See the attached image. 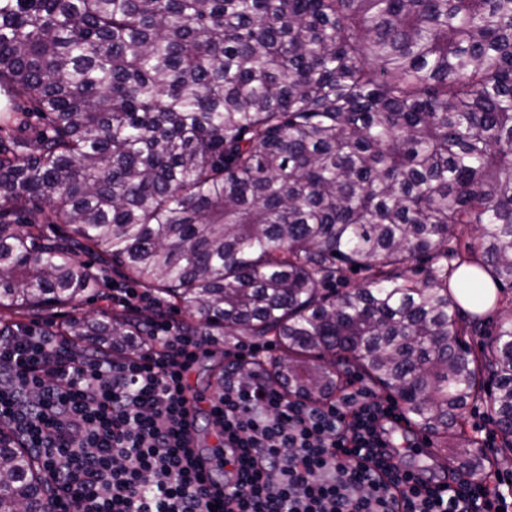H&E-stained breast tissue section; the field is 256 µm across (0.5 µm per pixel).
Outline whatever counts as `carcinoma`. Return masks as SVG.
<instances>
[{"mask_svg": "<svg viewBox=\"0 0 512 512\" xmlns=\"http://www.w3.org/2000/svg\"><path fill=\"white\" fill-rule=\"evenodd\" d=\"M1 96V310L119 267L187 329L275 338L303 395L347 355L468 471L477 402L512 452V321L458 299L512 288V0H0ZM43 494L0 433V512Z\"/></svg>", "mask_w": 512, "mask_h": 512, "instance_id": "carcinoma-1", "label": "carcinoma"}]
</instances>
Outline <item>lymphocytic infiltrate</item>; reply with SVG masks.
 Returning <instances> with one entry per match:
<instances>
[{"instance_id":"obj_1","label":"lymphocytic infiltrate","mask_w":512,"mask_h":512,"mask_svg":"<svg viewBox=\"0 0 512 512\" xmlns=\"http://www.w3.org/2000/svg\"><path fill=\"white\" fill-rule=\"evenodd\" d=\"M112 301L145 315L139 335L106 347L47 326L0 331V424L32 456L52 512H512L500 474L436 480L402 468L395 400L288 394L253 343L223 346L207 413L224 462L201 480L187 375L221 340L152 318L160 301L135 289L114 285Z\"/></svg>"}]
</instances>
